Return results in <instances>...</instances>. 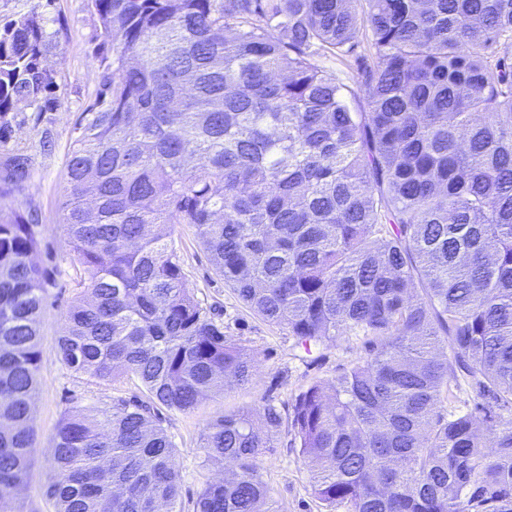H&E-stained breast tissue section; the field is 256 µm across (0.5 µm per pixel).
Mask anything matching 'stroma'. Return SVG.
I'll list each match as a JSON object with an SVG mask.
<instances>
[{"label": "stroma", "instance_id": "obj_1", "mask_svg": "<svg viewBox=\"0 0 512 512\" xmlns=\"http://www.w3.org/2000/svg\"><path fill=\"white\" fill-rule=\"evenodd\" d=\"M38 12L54 48L43 61L53 73L52 108L36 112L21 108L12 120V133L0 143V170L16 154L28 159L27 177L14 185L0 207L32 216L37 240L34 261L43 273L45 302L39 324L40 364L34 399L37 434L30 477L12 502L17 512H56L47 495L57 472L50 461L52 441L65 416L76 407H95L139 395L137 381L97 382L65 366L58 338L71 306L81 296L84 272L64 227L68 194L66 165L79 134L82 112L97 99L104 69L97 52L102 29L90 0H0V26ZM187 284L224 333L257 356V370L243 385L208 396L190 413L160 409L161 424L177 449L181 472V512H193L207 481L218 470L203 467L200 436L217 417L238 409L261 410L265 403L286 408L310 385L325 383L343 373L365 354L363 337L345 333L330 343L303 347L287 326L255 315L225 286L212 268L207 252L191 227L179 224L173 235ZM259 473L270 490L277 512H348L344 503L326 504L313 490L314 471L281 430L275 445L259 458Z\"/></svg>", "mask_w": 512, "mask_h": 512}]
</instances>
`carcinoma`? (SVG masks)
I'll use <instances>...</instances> for the list:
<instances>
[{
  "label": "carcinoma",
  "mask_w": 512,
  "mask_h": 512,
  "mask_svg": "<svg viewBox=\"0 0 512 512\" xmlns=\"http://www.w3.org/2000/svg\"><path fill=\"white\" fill-rule=\"evenodd\" d=\"M106 78L81 113L65 224L88 276L59 339L142 396L71 411L52 445L57 512L177 510L158 407L190 412L257 360L188 287L194 228L250 311L304 344L367 356L300 393L211 422L232 465L196 512H273L258 472L287 427L316 496L350 512H512V0H90ZM367 109L312 63L347 56ZM37 12L0 28V138L50 109ZM12 159L4 181L25 177ZM32 220L0 211V503L36 447L42 272ZM468 386L473 404L455 406Z\"/></svg>",
  "instance_id": "carcinoma-1"
}]
</instances>
